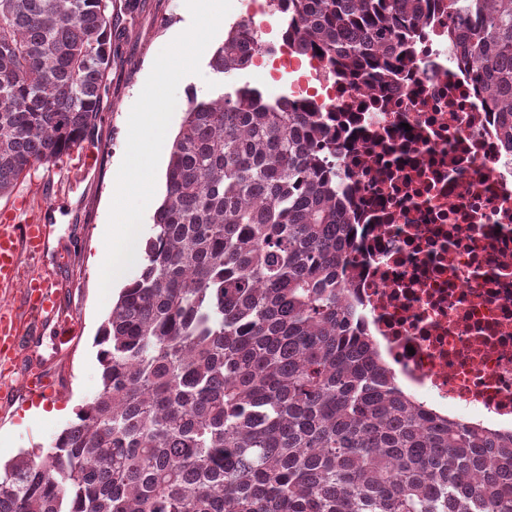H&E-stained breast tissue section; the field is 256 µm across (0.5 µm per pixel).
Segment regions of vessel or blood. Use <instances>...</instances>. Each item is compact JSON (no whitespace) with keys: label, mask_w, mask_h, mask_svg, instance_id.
Segmentation results:
<instances>
[{"label":"vessel or blood","mask_w":512,"mask_h":512,"mask_svg":"<svg viewBox=\"0 0 512 512\" xmlns=\"http://www.w3.org/2000/svg\"><path fill=\"white\" fill-rule=\"evenodd\" d=\"M47 241L44 224L0 223V285L7 287L20 280L21 254L41 257ZM23 302L27 309L54 319L59 341H67L74 335V326L57 316L58 304L44 281L37 278L25 280ZM21 335V322L16 309L10 305L0 306V348H16Z\"/></svg>","instance_id":"vessel-or-blood-1"}]
</instances>
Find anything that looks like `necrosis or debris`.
<instances>
[{"label":"necrosis or debris","instance_id":"necrosis-or-debris-1","mask_svg":"<svg viewBox=\"0 0 512 512\" xmlns=\"http://www.w3.org/2000/svg\"><path fill=\"white\" fill-rule=\"evenodd\" d=\"M255 59L334 112L356 257L350 294L400 379L438 412L512 429V147L437 12L373 88L288 45Z\"/></svg>","mask_w":512,"mask_h":512}]
</instances>
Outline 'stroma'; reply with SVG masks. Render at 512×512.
I'll return each instance as SVG.
<instances>
[{
	"label": "stroma",
	"instance_id": "1",
	"mask_svg": "<svg viewBox=\"0 0 512 512\" xmlns=\"http://www.w3.org/2000/svg\"><path fill=\"white\" fill-rule=\"evenodd\" d=\"M112 63L99 117L79 149L51 170L32 172L0 198V213L16 223L40 214L48 245L36 261L22 258L23 274H37L56 295L76 328L74 345L59 343L52 323L21 316L28 333L15 358L17 399L0 402V460L49 447L101 386L95 336L109 309L100 306V267L106 255L104 233L115 179L127 140V122L159 52L188 28L184 0H112ZM220 84L209 67L182 79L166 138L174 140L188 91L206 97ZM53 372L58 389L48 398H30L22 384L31 368Z\"/></svg>",
	"mask_w": 512,
	"mask_h": 512
}]
</instances>
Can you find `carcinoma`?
<instances>
[{
  "mask_svg": "<svg viewBox=\"0 0 512 512\" xmlns=\"http://www.w3.org/2000/svg\"><path fill=\"white\" fill-rule=\"evenodd\" d=\"M288 46L383 84L426 0H276ZM512 145V0H438ZM262 49L241 21L219 79ZM110 0H0V197L79 148L111 63ZM330 116L230 83L187 98L143 261L95 344L98 393L0 465V512H512V431L404 390L345 300Z\"/></svg>",
  "mask_w": 512,
  "mask_h": 512,
  "instance_id": "carcinoma-1",
  "label": "carcinoma"
}]
</instances>
